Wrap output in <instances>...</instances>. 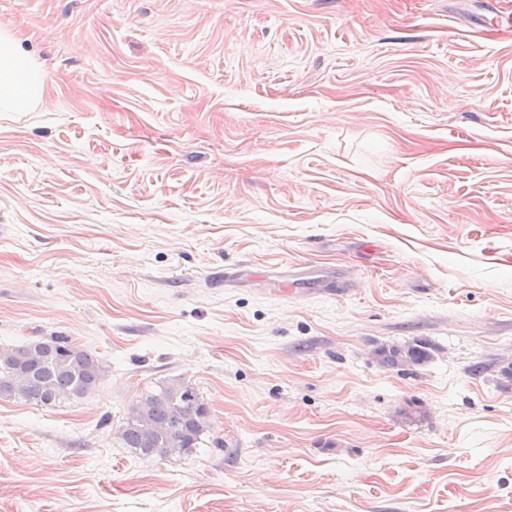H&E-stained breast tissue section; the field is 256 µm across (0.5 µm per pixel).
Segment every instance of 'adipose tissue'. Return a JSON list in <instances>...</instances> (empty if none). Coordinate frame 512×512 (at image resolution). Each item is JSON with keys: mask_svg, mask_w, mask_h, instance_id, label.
<instances>
[{"mask_svg": "<svg viewBox=\"0 0 512 512\" xmlns=\"http://www.w3.org/2000/svg\"><path fill=\"white\" fill-rule=\"evenodd\" d=\"M45 75L18 37L0 30V112H33L43 103Z\"/></svg>", "mask_w": 512, "mask_h": 512, "instance_id": "ef3b65f1", "label": "adipose tissue"}]
</instances>
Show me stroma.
Returning a JSON list of instances; mask_svg holds the SVG:
<instances>
[{
  "label": "stroma",
  "instance_id": "35a3bbf8",
  "mask_svg": "<svg viewBox=\"0 0 512 512\" xmlns=\"http://www.w3.org/2000/svg\"><path fill=\"white\" fill-rule=\"evenodd\" d=\"M490 7L0 0L46 73L40 111L0 114V346L105 367L57 407L0 399V512H512ZM416 339L412 373L374 356ZM172 378L197 447L131 453L129 406Z\"/></svg>",
  "mask_w": 512,
  "mask_h": 512
}]
</instances>
